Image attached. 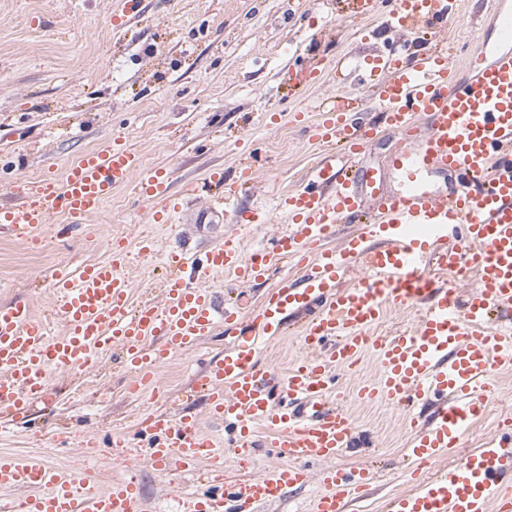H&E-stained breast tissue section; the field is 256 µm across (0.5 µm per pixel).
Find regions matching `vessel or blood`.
I'll use <instances>...</instances> for the list:
<instances>
[{
    "label": "vessel or blood",
    "mask_w": 512,
    "mask_h": 512,
    "mask_svg": "<svg viewBox=\"0 0 512 512\" xmlns=\"http://www.w3.org/2000/svg\"><path fill=\"white\" fill-rule=\"evenodd\" d=\"M459 12V0H393L391 17L408 29L429 19L452 22ZM498 20L510 51L492 55L476 45L466 59V80L456 78L443 50L364 58L361 70L380 105L382 129L405 143L389 158L400 191L385 192L376 172L356 162L373 129L332 106L310 136L338 151L280 201L290 226L271 250L249 257L227 238L198 257L169 253L161 302L137 306L130 303L124 249H114L104 263L56 271L51 315L63 326L56 336L26 303L1 305L0 423L27 415L44 396L51 371L87 368L112 349L142 382L173 356L196 351L221 321L235 332L197 382L207 413L230 427L240 468L249 466V449L262 444L280 464L268 476L225 485L224 455L196 418L151 412L143 420L154 438L144 453L151 464L177 476L203 464L210 472L212 492L184 494L180 512H255L304 485L315 461L324 465L315 512H345L374 475L335 464L353 427L339 403L335 371L354 366L370 345L380 376L358 396L404 414L414 431L408 442L413 462L423 466L460 448L495 397V374L512 371V323L489 322L512 310V14ZM251 172L247 165L232 177L211 176L224 188L212 211L227 223L267 220L264 211L236 206L237 185ZM442 175L454 178L453 191L433 186ZM132 183L144 201L167 213L200 192L189 183L182 198H174L166 173L143 169L139 155L116 140L84 154L63 180H15L10 203L0 204V238L39 243L53 222L59 235H87L113 189ZM356 221L359 231L327 247L335 225ZM284 261L299 268V278L282 279L245 317L222 307L203 286L223 272L256 282ZM354 271L360 280L345 285ZM472 277L478 285L463 297L447 285ZM418 299L428 307L412 332L370 338L392 307ZM299 313L308 316L301 337L306 355L284 375L259 367V337L282 335L288 316ZM420 404L430 406L427 418L414 416ZM0 490L24 494L16 503L0 501V512H138L141 501L132 481L115 479L104 488L91 470L68 472L2 453ZM494 498L501 512H512V416L499 421L485 447L465 452L458 466L420 479L392 512H490Z\"/></svg>",
    "instance_id": "b4317fda"
}]
</instances>
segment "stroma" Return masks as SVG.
<instances>
[{"label":"stroma","instance_id":"stroma-1","mask_svg":"<svg viewBox=\"0 0 512 512\" xmlns=\"http://www.w3.org/2000/svg\"><path fill=\"white\" fill-rule=\"evenodd\" d=\"M493 4L512 12V0H462L460 18L446 34L420 32L423 47L446 45L458 77L467 78V49L482 40L491 50L504 48L491 22ZM122 8L121 0H0V199L8 196L9 177L61 178L85 152L116 138L140 155L144 168L168 171L176 193L212 170L235 172L241 139L263 156L241 200L265 209L268 221L227 224L215 218L203 224L193 208L157 220L133 187L118 188L91 221L93 241L62 242L50 231L42 249L32 251L22 241L0 239V305L21 301L45 315L51 274L107 261L117 241L128 254L125 274L135 305L161 301L162 262L172 249L200 253L227 237L248 255L271 247L288 223L278 207L281 197L300 187L327 152L305 131L320 120V103L340 95L374 114V94L353 61L406 36L384 5L370 0H142L138 13L117 29L112 17ZM307 66L318 71L313 82L295 90L283 82L284 71ZM400 147L397 138L382 133L360 156L391 193L399 184L388 159ZM145 224L153 228L155 253L149 258L140 253ZM292 272L291 266H275L254 284L223 274L211 287L224 305L246 315ZM302 323V317L288 316L284 335L262 341L259 364L286 373L306 352ZM223 350L224 334L215 332L196 353L171 358L137 386L113 351L89 369L53 373L27 421L0 428V453L61 468L90 467L104 486L116 478L134 480L144 512H174L182 493L205 489L204 473L174 482L146 458L121 464L110 447L113 437L134 432L148 412L167 411L199 419L204 434L224 451L225 482L270 474L278 462L264 448L253 449L250 470L239 469L236 449L227 447L223 427L208 418L196 388L205 359ZM376 375L369 353L342 376L354 430L351 448L336 464L379 474L346 512H389L393 499L414 488L405 456L411 429L402 413L356 397ZM505 411L512 412V372L497 373L496 396L472 424L466 447H481ZM88 440L95 449L85 448ZM321 469L311 465L304 486L257 512H313Z\"/></svg>","mask_w":512,"mask_h":512}]
</instances>
